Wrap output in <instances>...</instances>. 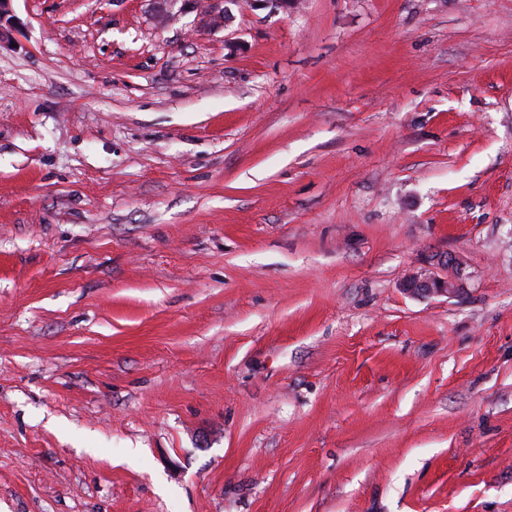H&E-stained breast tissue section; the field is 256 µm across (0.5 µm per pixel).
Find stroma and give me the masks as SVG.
Masks as SVG:
<instances>
[{
	"label": "stroma",
	"mask_w": 512,
	"mask_h": 512,
	"mask_svg": "<svg viewBox=\"0 0 512 512\" xmlns=\"http://www.w3.org/2000/svg\"><path fill=\"white\" fill-rule=\"evenodd\" d=\"M11 8L0 512H512V0ZM437 265L446 270V276L430 271L422 270L414 273L403 284L402 289L414 296L429 298L434 296H451L459 291L456 283V275L460 266V258L451 252L436 255Z\"/></svg>",
	"instance_id": "obj_1"
}]
</instances>
